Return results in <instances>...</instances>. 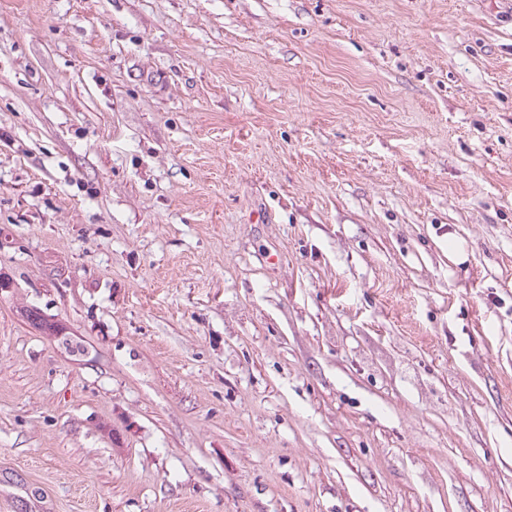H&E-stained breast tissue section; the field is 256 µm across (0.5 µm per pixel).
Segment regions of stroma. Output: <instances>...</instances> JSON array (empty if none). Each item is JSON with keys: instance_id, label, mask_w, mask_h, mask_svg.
<instances>
[{"instance_id": "stroma-1", "label": "stroma", "mask_w": 512, "mask_h": 512, "mask_svg": "<svg viewBox=\"0 0 512 512\" xmlns=\"http://www.w3.org/2000/svg\"><path fill=\"white\" fill-rule=\"evenodd\" d=\"M0 512H512V7L0 0Z\"/></svg>"}]
</instances>
